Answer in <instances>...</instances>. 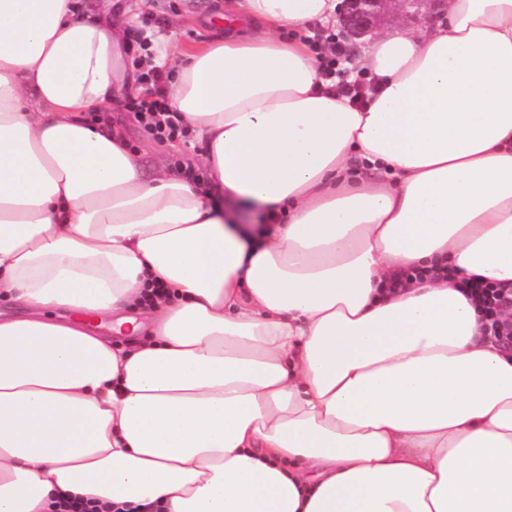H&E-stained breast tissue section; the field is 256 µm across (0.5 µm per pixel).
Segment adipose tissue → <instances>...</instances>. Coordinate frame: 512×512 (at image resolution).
<instances>
[{
  "mask_svg": "<svg viewBox=\"0 0 512 512\" xmlns=\"http://www.w3.org/2000/svg\"><path fill=\"white\" fill-rule=\"evenodd\" d=\"M227 11L172 55L194 183L89 121L135 90L107 16L0 0V512H512V351L459 290L512 285V0L379 35L361 105L305 31L338 0Z\"/></svg>",
  "mask_w": 512,
  "mask_h": 512,
  "instance_id": "ef3b65f1",
  "label": "adipose tissue"
}]
</instances>
